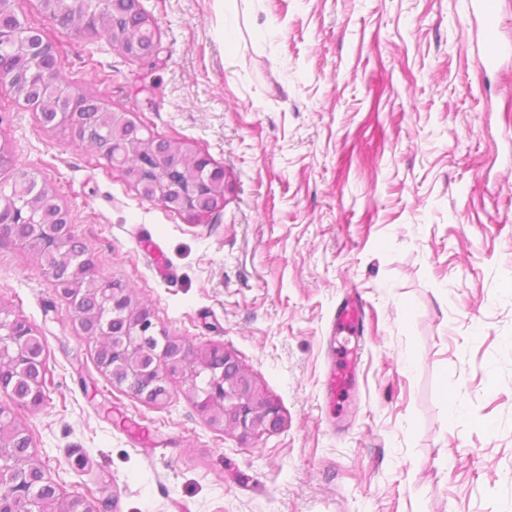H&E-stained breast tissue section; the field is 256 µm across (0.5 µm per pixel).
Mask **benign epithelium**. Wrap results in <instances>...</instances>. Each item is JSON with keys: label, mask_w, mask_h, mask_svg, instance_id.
Instances as JSON below:
<instances>
[{"label": "benign epithelium", "mask_w": 512, "mask_h": 512, "mask_svg": "<svg viewBox=\"0 0 512 512\" xmlns=\"http://www.w3.org/2000/svg\"><path fill=\"white\" fill-rule=\"evenodd\" d=\"M82 34L98 37V15L83 9L80 19ZM24 43L34 63L28 66L32 75L43 69L47 61L61 67L55 47L43 38H36L29 29L20 26L9 31L0 30V50L6 51L18 43ZM59 106L52 113L41 112L38 100L27 98L25 102L40 111L44 124L53 128L69 129L75 122L77 112L83 101L72 93L65 81L57 84ZM216 171L211 159L206 155L194 156L193 188L179 196L168 197L160 194L155 201L179 213L189 216H201L214 211L222 202V197L210 194L215 184H224V179L213 177ZM9 213L10 218H20L34 228L33 237L43 241V251L65 255L72 236L70 225L62 208H57L53 219L46 222L30 207L17 216L16 209L0 204V215ZM98 273V260L89 252L66 260L58 268H49L44 274L52 279L58 298L65 303L69 311L78 308L82 299L86 280ZM105 309L108 312L121 310L124 313V331L120 334L110 330L109 324L98 322L91 330H86L80 317L75 321L86 336L99 337L96 346V362L100 372L112 380V383L126 385L136 396L146 400L153 398L159 390L167 388L170 381L177 379L186 387L187 395L194 407L214 428H229L242 439H252L279 429L282 417L276 404L269 400L253 383L249 374L237 360L224 350L222 345H212L204 352L195 354L187 344L176 336H163V343L146 352L140 351L141 337L162 336V330L153 321L151 309L132 300L125 287L103 289ZM1 335H8L15 346V355L10 372L30 373V389L24 403L38 408L42 405L44 374L41 362L36 360L27 349L28 337L34 334L33 328L17 318L0 328ZM8 497L12 503L28 504L21 511L12 508V512H100L94 504L83 498H64L57 487L50 482L40 462L29 455L23 465L11 469ZM41 482L48 489L47 508L36 506L28 497L27 485Z\"/></svg>", "instance_id": "obj_1"}]
</instances>
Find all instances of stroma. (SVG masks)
I'll return each mask as SVG.
<instances>
[{
    "instance_id": "35a3bbf8",
    "label": "stroma",
    "mask_w": 512,
    "mask_h": 512,
    "mask_svg": "<svg viewBox=\"0 0 512 512\" xmlns=\"http://www.w3.org/2000/svg\"><path fill=\"white\" fill-rule=\"evenodd\" d=\"M141 4L160 46L145 59L49 24L38 0L16 12L72 90L208 154L222 207L144 199L2 83L0 140L105 276L170 335L222 344L283 421L244 441L180 383L158 404L112 385L33 251L2 237L0 305L45 342L46 396L0 406L46 477L102 512H512V0L493 68L469 0ZM352 288L366 343L332 405ZM363 303L356 291H350L336 312V325L349 332H357L362 324Z\"/></svg>"
}]
</instances>
